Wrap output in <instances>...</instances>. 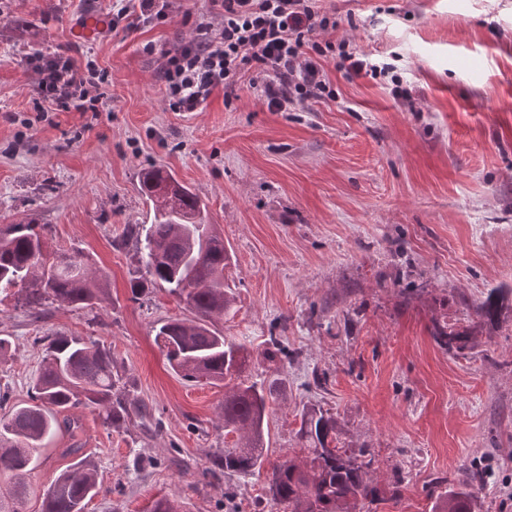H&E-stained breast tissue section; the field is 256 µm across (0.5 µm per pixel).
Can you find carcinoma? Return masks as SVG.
<instances>
[{"label": "carcinoma", "mask_w": 512, "mask_h": 512, "mask_svg": "<svg viewBox=\"0 0 512 512\" xmlns=\"http://www.w3.org/2000/svg\"><path fill=\"white\" fill-rule=\"evenodd\" d=\"M139 189L152 212L148 224H127L117 245L135 239L139 276L131 284L137 299L150 288H163L194 314L174 318L156 330L170 369L189 382L206 380L231 387L224 395V473L253 475L263 467L268 437V405L273 387L248 379L252 358L245 345L226 336L215 324L235 302L225 271L234 253L224 237L208 235L202 217L206 205L189 186L161 166L139 174ZM106 272L80 249H54L35 224L0 228V296L37 315L53 306L86 308L106 299ZM502 306L487 298L474 309L475 319L460 327L435 324L433 335L460 353L479 346L483 327L501 314ZM39 373L28 401L0 417V480L11 483L20 503L27 494L24 477L37 466L45 442L63 428L75 431L68 412L94 408L103 422L118 426L139 415L128 400L126 386L112 372V347L81 336H42ZM298 435L304 457L288 458L266 475L269 500L276 512H355L372 502L378 489L367 477L373 459L355 462V453L339 445L336 419L317 412L301 416ZM95 469L76 463L44 492L41 512H84L100 493ZM476 491L463 483L439 495L432 512H473Z\"/></svg>", "instance_id": "cac0c4a2"}]
</instances>
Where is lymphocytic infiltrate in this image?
Wrapping results in <instances>:
<instances>
[{
	"label": "lymphocytic infiltrate",
	"instance_id": "f902f5d3",
	"mask_svg": "<svg viewBox=\"0 0 512 512\" xmlns=\"http://www.w3.org/2000/svg\"><path fill=\"white\" fill-rule=\"evenodd\" d=\"M98 4L110 30L166 21L174 0H84ZM194 39L157 53L163 100L169 111L196 112L215 94L232 101L241 83L254 89L269 111H287L290 103L332 102L336 91L324 69L333 59L346 77L388 75L377 65L335 41V12L314 0H209ZM23 63L34 75L37 112H98L111 83L108 71L91 55L83 58L35 50Z\"/></svg>",
	"mask_w": 512,
	"mask_h": 512
}]
</instances>
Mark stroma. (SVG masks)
<instances>
[{
  "label": "stroma",
  "mask_w": 512,
  "mask_h": 512,
  "mask_svg": "<svg viewBox=\"0 0 512 512\" xmlns=\"http://www.w3.org/2000/svg\"><path fill=\"white\" fill-rule=\"evenodd\" d=\"M336 39L389 64V78L347 79L326 60L335 101L272 112L249 86L194 116L168 111L145 44L192 36L179 21L101 36L104 17L77 0H12L0 16V226L43 225L52 246L82 248L109 297L43 317L8 300L0 336V416L26 402L42 354L35 338L74 334L111 345L141 418L103 425L75 410L25 478L22 512L69 465L93 466L101 490L85 512H146L161 497L184 512H271L265 474L209 471L224 447V386L181 380L156 326L188 317L152 288L133 298L135 244L151 221L141 169L165 165L196 189L234 250V308L219 322L254 356V380L279 381L270 407L275 464L300 454L304 411L336 420L340 442L374 456L381 491L356 512H431L439 481L476 474L475 512H512V316L472 354L440 346L433 319L464 321L492 288L512 286V0H320ZM76 45L107 68L100 115L32 109L34 49ZM424 292H417L420 282ZM285 323L289 356H268ZM399 497H392V489Z\"/></svg>",
  "instance_id": "1"
}]
</instances>
